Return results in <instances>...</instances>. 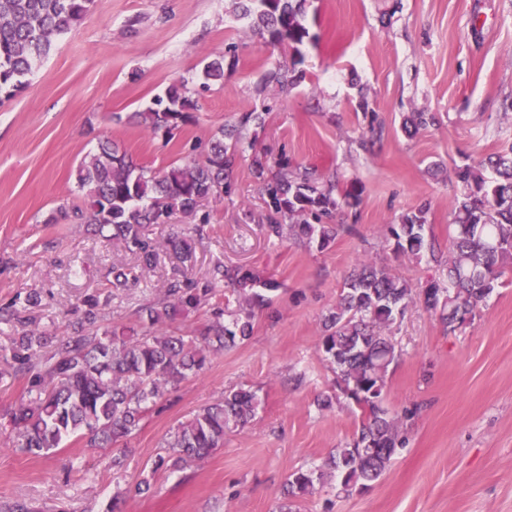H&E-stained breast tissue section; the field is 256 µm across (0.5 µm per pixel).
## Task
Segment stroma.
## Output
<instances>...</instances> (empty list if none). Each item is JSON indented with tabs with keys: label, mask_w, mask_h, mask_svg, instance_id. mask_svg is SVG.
Masks as SVG:
<instances>
[{
	"label": "stroma",
	"mask_w": 512,
	"mask_h": 512,
	"mask_svg": "<svg viewBox=\"0 0 512 512\" xmlns=\"http://www.w3.org/2000/svg\"><path fill=\"white\" fill-rule=\"evenodd\" d=\"M236 6L95 0L27 87L0 100V306L37 291L41 327L70 334L76 299L109 287L113 267L134 265L120 243L50 220L81 203L76 170L100 139L158 170L204 159L219 129L256 106L270 113L241 131L231 194L203 205V227L185 218L152 226L156 268L120 292L103 323L133 321L137 305L159 293L176 264L166 242L177 234L194 241L192 279L204 280L219 260L280 284L251 338L212 355L121 443L118 474L111 452L83 444L39 457L13 448L8 413L26 383L0 363V512L17 503L31 512H107L118 492L127 512H279L288 474L321 466L358 424L348 400L317 405L334 391L317 347L321 322L345 278L364 259L415 289L435 277L428 258L394 254L386 225L423 207L427 234L447 244L456 166L512 149V0H310L304 77L285 91L262 80L288 53L237 21ZM230 46L235 71L200 92L172 134L138 123L155 95L180 78L199 79ZM412 112L436 121L411 138L403 124ZM258 150L271 171L285 164L333 176L342 188L357 184L355 212L340 215L353 231L323 250L267 239L252 166ZM392 334L402 353L385 405L420 408L406 447L369 489L345 497L320 487L297 512H512V274L471 324L445 328L414 301ZM238 386L256 391L255 420L190 468L155 469L177 425Z\"/></svg>",
	"instance_id": "stroma-1"
}]
</instances>
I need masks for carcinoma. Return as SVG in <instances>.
<instances>
[{"label": "carcinoma", "mask_w": 512, "mask_h": 512, "mask_svg": "<svg viewBox=\"0 0 512 512\" xmlns=\"http://www.w3.org/2000/svg\"><path fill=\"white\" fill-rule=\"evenodd\" d=\"M94 0H0V95L11 97L28 83L34 68L45 60L54 41L84 20ZM307 0H238V16L252 31L287 50L290 66L269 70L265 83L285 91L302 78L300 46L309 37ZM237 65L235 55L208 62L200 88L224 79V69ZM188 81L173 82L165 95L136 113L155 134L170 133L188 118L191 105ZM428 112H413L406 132L413 136L434 123ZM239 151V140L224 141L219 131L210 142L206 159L154 171L138 163L106 139L86 156L77 170L84 202L61 208L55 221L91 224L109 230L135 255L137 267L150 269L158 259L152 224L173 217L195 215L200 202L221 186L231 190L229 174ZM489 168L487 177L482 168ZM460 195L452 204L448 250L442 252L425 234L426 211L417 209L391 224L388 233L396 254L429 260L442 268L443 277L419 289L423 308L448 327L472 321L480 305L495 290L505 270L512 267V151L493 153L476 168L458 167ZM268 238L284 233L317 242L326 248L348 224H321L319 220L354 207L355 185L336 193V184L320 181L307 171L283 166L274 182L265 186ZM317 223L312 224L308 217ZM112 287L96 288L81 299L83 321L74 336H57L40 328L32 309L35 293L17 296L0 324L9 325V343L0 346V361L26 381L27 398L10 413L13 447L39 455L61 447L63 441L84 439L87 445L112 450V470L125 468V455L115 445L137 431L157 401L200 374L208 356L248 340L258 313L270 303L275 280H260L240 267L217 261L207 284L200 288L183 275L169 279L163 296L136 310L137 324L114 323L100 329L99 321L117 291L139 282L134 268L112 272ZM232 287L237 306L229 311L211 303L224 285ZM413 288L385 266L363 262L344 281L335 307L325 316L318 349L335 375L338 390L360 410L352 439L331 451L319 469L292 471L287 478L288 503L311 495L316 485L336 482L337 493L349 495L380 479L398 450L418 408L391 412L383 406L390 367L401 349L390 329L403 316ZM212 304L210 318L188 330L179 317ZM230 320H225V317ZM255 391L237 388L224 398L200 407L177 427L165 444L157 469H179L206 459L224 445L228 431L243 428L256 417Z\"/></svg>", "instance_id": "obj_1"}]
</instances>
